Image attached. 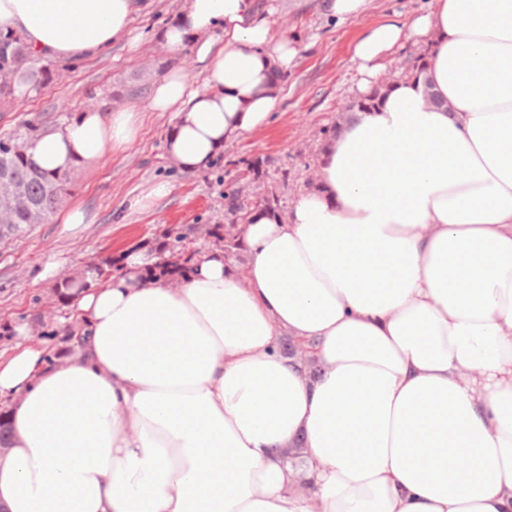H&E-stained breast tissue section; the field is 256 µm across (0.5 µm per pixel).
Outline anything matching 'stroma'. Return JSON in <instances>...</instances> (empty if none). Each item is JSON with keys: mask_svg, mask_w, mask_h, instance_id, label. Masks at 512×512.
<instances>
[{"mask_svg": "<svg viewBox=\"0 0 512 512\" xmlns=\"http://www.w3.org/2000/svg\"><path fill=\"white\" fill-rule=\"evenodd\" d=\"M185 3L155 0L150 12L134 19L136 45L122 41L96 58L65 65L50 61L58 72L53 81L0 105V136L30 121L46 133L88 108L110 112L134 106L144 111L135 141L96 167L69 173L68 192L58 209L83 206L93 223L60 224L50 216L0 240L1 358L12 354L15 328L24 323H35L33 341L57 344V332L70 310L56 291L71 277L98 267H118L128 251L145 243L164 245L178 264L197 249L215 245L207 230L227 224L228 192H239L254 206L275 197L280 212H287L296 197L315 184L323 130L336 126L345 107L361 96L355 43L383 22L403 21L432 6V0H371L365 14L340 23L323 15L319 0H259L260 8L269 11L273 33L297 39V65L285 78L270 123L229 146L209 171L191 174L172 168L166 159L170 113L144 109L164 68L174 66L192 80L200 78L191 50L169 53L154 37ZM425 52V44L411 41L394 47L378 60V77L403 79ZM259 158L264 165L256 176L248 165ZM158 181L169 182L171 194L148 209L130 211V200ZM176 233L182 243H174Z\"/></svg>", "mask_w": 512, "mask_h": 512, "instance_id": "obj_1", "label": "stroma"}]
</instances>
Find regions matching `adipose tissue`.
<instances>
[{"label": "adipose tissue", "mask_w": 512, "mask_h": 512, "mask_svg": "<svg viewBox=\"0 0 512 512\" xmlns=\"http://www.w3.org/2000/svg\"><path fill=\"white\" fill-rule=\"evenodd\" d=\"M152 0H0L35 55L96 57ZM201 81L155 79L169 162L207 171L269 124L298 55L256 0H186L159 33ZM426 69L346 113L288 212L252 209L235 266L180 282L137 248L74 293L60 358L0 360L5 512H512V0H434L354 47L400 41ZM137 108L36 138L48 172L97 165ZM297 345L282 351L283 340Z\"/></svg>", "instance_id": "ef3b65f1"}]
</instances>
